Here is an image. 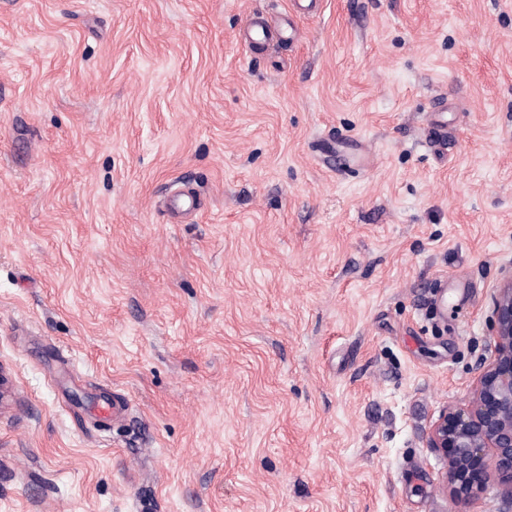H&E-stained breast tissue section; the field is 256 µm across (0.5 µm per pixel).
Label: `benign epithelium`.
<instances>
[{"mask_svg":"<svg viewBox=\"0 0 512 512\" xmlns=\"http://www.w3.org/2000/svg\"><path fill=\"white\" fill-rule=\"evenodd\" d=\"M491 336L490 358L479 364L466 406L444 412L428 437L429 446L447 460L442 482L457 512H469L471 501L485 490L475 463L487 456L498 484L512 494V271L497 286Z\"/></svg>","mask_w":512,"mask_h":512,"instance_id":"benign-epithelium-1","label":"benign epithelium"}]
</instances>
